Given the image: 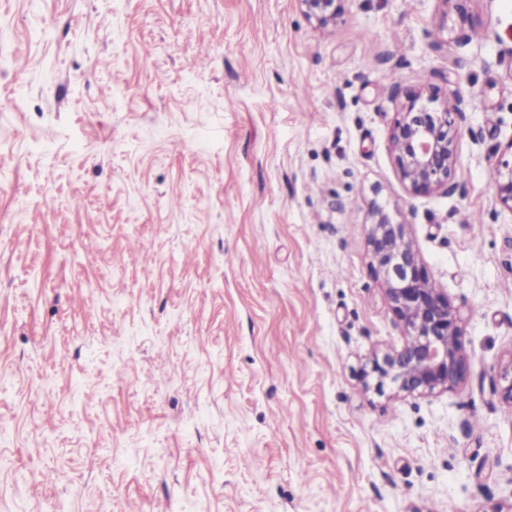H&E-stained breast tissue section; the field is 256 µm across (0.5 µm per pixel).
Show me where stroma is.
Instances as JSON below:
<instances>
[{"instance_id":"35a3bbf8","label":"stroma","mask_w":512,"mask_h":512,"mask_svg":"<svg viewBox=\"0 0 512 512\" xmlns=\"http://www.w3.org/2000/svg\"><path fill=\"white\" fill-rule=\"evenodd\" d=\"M421 87L461 136L416 196L390 134ZM0 100V512L512 502V0H347L329 30L297 0H0ZM375 207L461 318L458 387L358 377L406 341Z\"/></svg>"}]
</instances>
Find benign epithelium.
<instances>
[{
    "label": "benign epithelium",
    "instance_id": "obj_1",
    "mask_svg": "<svg viewBox=\"0 0 512 512\" xmlns=\"http://www.w3.org/2000/svg\"><path fill=\"white\" fill-rule=\"evenodd\" d=\"M304 15L318 27L336 25L346 0H298ZM455 108L418 90L407 95L391 132L397 173L414 195L448 192L457 166L460 130ZM499 202L512 210V167L497 171L494 183ZM373 271L386 287L390 308L405 345L374 357L360 370L364 386L387 385L407 395L448 391L466 379L471 359L459 341L458 316L448 297L426 276L418 252L408 240L405 225L395 224L380 211L370 224ZM501 399L512 404V364L500 372Z\"/></svg>",
    "mask_w": 512,
    "mask_h": 512
}]
</instances>
